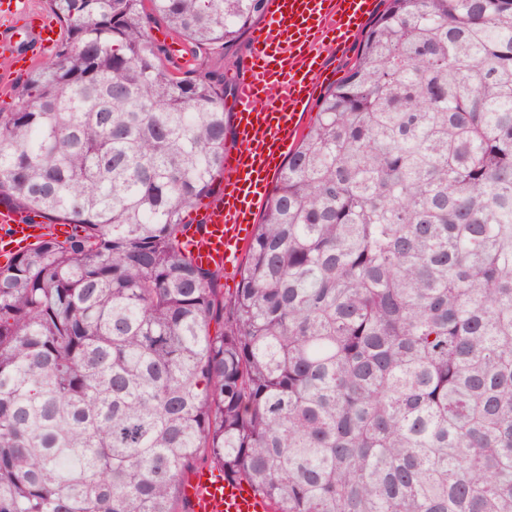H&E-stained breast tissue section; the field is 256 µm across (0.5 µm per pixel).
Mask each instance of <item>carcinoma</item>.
Wrapping results in <instances>:
<instances>
[{
  "mask_svg": "<svg viewBox=\"0 0 512 512\" xmlns=\"http://www.w3.org/2000/svg\"><path fill=\"white\" fill-rule=\"evenodd\" d=\"M270 0H49L55 57L0 112V512H512V0H386L320 99L234 293L183 249ZM0 259L6 263L11 254L25 248L37 237L50 230L59 238L64 239L74 233V227L67 224H53L46 228L45 224L31 219L24 213L0 208ZM194 512H270L266 499L247 481L224 479L219 469L203 468L184 487Z\"/></svg>",
  "mask_w": 512,
  "mask_h": 512,
  "instance_id": "obj_1",
  "label": "carcinoma"
}]
</instances>
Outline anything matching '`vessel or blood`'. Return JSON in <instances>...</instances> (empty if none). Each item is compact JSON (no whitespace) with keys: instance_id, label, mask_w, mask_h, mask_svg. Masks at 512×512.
<instances>
[{"instance_id":"vessel-or-blood-1","label":"vessel or blood","mask_w":512,"mask_h":512,"mask_svg":"<svg viewBox=\"0 0 512 512\" xmlns=\"http://www.w3.org/2000/svg\"><path fill=\"white\" fill-rule=\"evenodd\" d=\"M272 10L248 47L249 62L236 78L231 103L240 149L224 155V178L216 199L196 211L182 241L186 253L204 267H220L225 279L237 276L261 207L267 203L278 169L302 133L301 116L328 77L323 43L344 45L377 8L376 0H271ZM58 31L29 21L31 53L57 42ZM52 231L59 238L73 226L45 227L26 214L0 208V260ZM194 512H270L266 499L245 481L231 482L219 469L196 472L184 487Z\"/></svg>"}]
</instances>
